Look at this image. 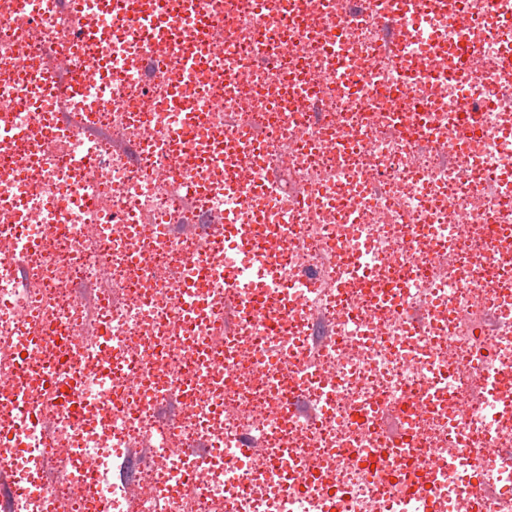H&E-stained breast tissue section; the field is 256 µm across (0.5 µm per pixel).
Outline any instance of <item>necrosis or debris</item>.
<instances>
[{"instance_id": "obj_1", "label": "necrosis or debris", "mask_w": 512, "mask_h": 512, "mask_svg": "<svg viewBox=\"0 0 512 512\" xmlns=\"http://www.w3.org/2000/svg\"><path fill=\"white\" fill-rule=\"evenodd\" d=\"M457 2L479 69L468 87L395 81L450 34L422 7L396 49L381 19L397 0H266L261 13L254 0H199L202 121L176 132L154 89L183 76L152 64L134 25L113 28L95 4L103 66L88 78L67 36L81 6L0 0V143L20 144L0 156V346L70 373L53 401L0 376V470L18 489L7 512H94L101 498L112 512H335L340 500L348 512H512L499 454L512 447V393L484 373L512 368V84L492 74L508 44L482 24L505 0ZM50 72L81 82L84 101L49 93ZM300 79L323 95L287 93ZM469 108L474 136L460 144L453 129ZM235 129L255 153L190 166ZM171 131L175 146L159 155L152 143ZM264 173L288 178L281 198L255 191ZM268 214L280 239L268 251H242L225 230ZM197 216L219 217L222 249L191 230ZM201 265L208 289L187 323L185 285ZM96 282L85 305L73 287ZM258 290L290 295L277 319L288 353L265 357V319L239 310ZM32 314L57 343L29 332ZM311 347L316 368L296 375L309 410L291 413L285 363ZM171 405L177 417L162 421ZM392 418L404 447L392 445ZM252 434L258 449L242 454ZM194 442L210 481L182 453ZM479 477L486 494L467 507Z\"/></svg>"}]
</instances>
